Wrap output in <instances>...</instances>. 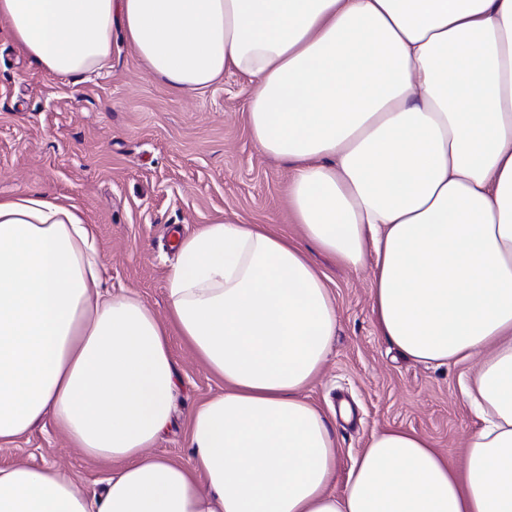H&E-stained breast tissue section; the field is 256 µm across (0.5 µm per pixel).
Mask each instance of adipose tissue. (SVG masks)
Listing matches in <instances>:
<instances>
[{
  "mask_svg": "<svg viewBox=\"0 0 512 512\" xmlns=\"http://www.w3.org/2000/svg\"><path fill=\"white\" fill-rule=\"evenodd\" d=\"M1 20L60 77L101 70L116 29L172 92L245 75L295 223L343 266L374 258L376 326L403 356L477 359L481 426L461 466L376 431L336 492V433L305 395L336 299L295 240L221 218L177 238L163 322L102 296L90 226L25 192L0 197V444L51 424L112 475L0 468V512H512V0H0ZM174 333L224 382L190 416L188 466L148 452Z\"/></svg>",
  "mask_w": 512,
  "mask_h": 512,
  "instance_id": "1",
  "label": "adipose tissue"
}]
</instances>
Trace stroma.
<instances>
[{
  "mask_svg": "<svg viewBox=\"0 0 512 512\" xmlns=\"http://www.w3.org/2000/svg\"><path fill=\"white\" fill-rule=\"evenodd\" d=\"M248 99L249 83L236 72L202 93L171 92L118 31L108 68L62 78L32 64L0 23V196L39 190L74 207L99 243L102 288L136 294L162 320L178 257L174 231L186 236L219 218L277 226L303 242L336 298V336L306 395L336 431L337 487L372 433L387 427L422 432L463 462L479 426L463 395L474 362L428 368L380 336L371 265L340 266L305 241L288 208L287 163L260 152L247 133ZM171 351L181 385L153 452L187 464L188 419L224 384L180 337H172ZM340 397L352 405L353 420L336 416ZM18 464L52 465L98 489L110 475L51 424L0 446V467Z\"/></svg>",
  "mask_w": 512,
  "mask_h": 512,
  "instance_id": "obj_1",
  "label": "stroma"
}]
</instances>
